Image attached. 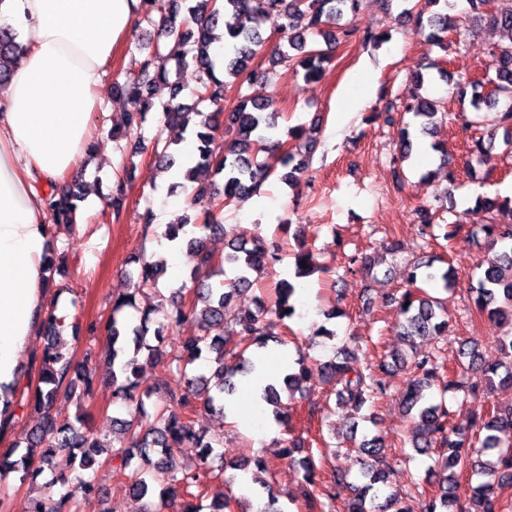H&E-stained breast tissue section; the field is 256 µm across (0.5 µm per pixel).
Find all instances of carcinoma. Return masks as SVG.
I'll use <instances>...</instances> for the list:
<instances>
[{
  "label": "carcinoma",
  "instance_id": "carcinoma-1",
  "mask_svg": "<svg viewBox=\"0 0 512 512\" xmlns=\"http://www.w3.org/2000/svg\"><path fill=\"white\" fill-rule=\"evenodd\" d=\"M157 2L143 0L137 24L152 27L164 43L144 47L136 69L127 72L123 81L114 82L116 90L138 99L141 107L112 128V140L142 134L147 114L158 105L159 121L168 131V139L163 144L155 141L152 152L159 167L170 169L175 159L168 149L191 135L196 152L194 165L185 174L195 183L189 206L196 208L206 202L209 208L204 212L203 223L181 218L166 225L164 237L176 244L185 243L196 257L197 268L222 273L220 264L227 262L236 266L239 275L228 283L220 282L217 288L200 284L174 289L169 297L175 309L174 320L159 322L151 329L150 313L140 314L135 321L125 310L136 308L137 296L157 285L162 266L134 259L136 267L128 272L130 288L114 300L112 314L103 323L109 340L107 362L112 366V404L126 410V417L114 418L121 426L122 437L118 445L111 447L103 444L85 419L78 417L72 422L55 411L60 399L79 406L88 401L96 377L91 367L92 350H87L82 360H76L61 342L65 317L57 315L53 307L45 311V347L40 360H30V366L37 370V384L20 393V400L33 405L39 420L23 441L14 444L9 456L0 457V477L7 472H20L22 481L29 482L33 490L22 512H63L65 506L68 512H77V498L96 492L94 480L86 473L104 465L119 475L118 491L144 502V512H162L163 505L176 501L181 504L180 512H202L203 506L196 500L204 496V479L213 473L210 460L220 441L196 431L193 418L201 408L224 415V398L235 388L233 378L254 371V361L245 357V349L234 338L250 339L258 345L271 339L277 341L279 337L271 331L272 318L282 321L295 313L291 299L296 285L290 281L279 284L272 306L256 297L247 299L249 272L279 261L281 245L275 238L244 239L233 234L223 224L216 199L222 196L232 201L261 192L279 167L285 169L281 180L296 185L309 168L316 148L312 139L288 148V142L280 138L278 113L267 111L269 103H258L243 94L244 86L257 75L252 61L270 41L261 33L262 19L278 14L285 20L281 35L302 54L297 67L303 71V78L316 82L325 74L332 45L353 35L342 20L360 11L363 0H169L172 7L160 16L155 15ZM451 9L452 0H417L408 13L419 31L429 30L428 40L438 42L441 34L458 22L457 16L449 14ZM225 14L232 15L234 23L226 27L223 62L219 63L211 45L213 30ZM300 20L306 21L301 30ZM488 21L505 38L490 51L492 77L453 82L447 74L445 79L451 82V93L462 102L469 101L474 112L493 114L494 128L505 131L503 152L512 156V0H503V5L488 15ZM309 34L320 36L326 48H307ZM18 39V30L0 26V85L10 75ZM190 65L202 79L192 102L186 103L181 97L182 86L172 78V69ZM486 82L494 88L491 101L482 92ZM162 86L169 89V98L157 104L154 96ZM403 109L419 122L421 132L427 133L434 126L437 111L428 99L413 97ZM204 113V121L190 128V115ZM229 132L235 138L226 145L223 134ZM398 144L395 165L411 155L408 127L400 129ZM259 152L267 153L271 162L253 163V156ZM127 188L121 178L112 186L109 206L116 223L124 214ZM81 198L82 181L77 178L56 187L46 198L52 224L73 223V212ZM504 206L512 214V198L501 202L496 197L480 196L475 202V209L486 213ZM215 234L227 238L228 251L222 260L216 259L207 246L208 238ZM480 237L493 246L501 245L502 251L487 262L476 286L471 288L472 314L477 321L506 317L512 321V224L489 221L467 231L468 239L476 242ZM431 267L426 264L428 271L423 272L421 266H413L406 275L408 288L390 298L404 318L400 335L409 343L418 336L440 338L448 332V318L441 302L419 288L417 282H439L446 290L453 284V267L440 274ZM319 270L310 251L297 252L295 277L305 278ZM233 299L240 302V308L232 320L226 321L224 309ZM187 321L195 324L197 332L174 335L173 326ZM491 348L499 358L487 363L477 346L468 340L458 341L460 369H479L489 391L512 385V332L492 337ZM144 352L147 360L178 375L183 385L177 389L141 387L140 357ZM391 362L410 368L401 400L411 419L408 441L412 447L438 457L442 477L433 494L422 491L408 502L389 494L378 503L379 493L390 480L392 458L381 437L365 439L356 448L360 478L365 483L354 488L347 498L345 512H503L499 491L512 486V445L504 444L502 436L512 435V403H490L465 429L451 425L445 401H435L431 393L444 380L441 365L433 354L421 353L413 345L409 358L383 354L370 363L357 351L341 347L335 360L324 365L328 377L335 381V405L358 413L366 404L386 395L383 375ZM308 381L309 369L301 363L284 376L290 392L302 390ZM262 400L273 406L275 416L284 415L280 394L273 384L263 388ZM184 446L198 449L196 466L183 467L173 459L171 450ZM304 447V438H293L280 449V455L298 462L303 470L305 512H329L345 479L339 473L328 479L318 478L312 456L299 460L294 457ZM60 456L68 458L75 476L62 482L64 492L55 500L45 486L38 484V478L44 471L54 469ZM464 473L469 474L470 482L467 492L461 494L457 477Z\"/></svg>",
  "mask_w": 512,
  "mask_h": 512
}]
</instances>
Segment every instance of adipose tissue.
Masks as SVG:
<instances>
[{"label": "adipose tissue", "mask_w": 512, "mask_h": 512, "mask_svg": "<svg viewBox=\"0 0 512 512\" xmlns=\"http://www.w3.org/2000/svg\"><path fill=\"white\" fill-rule=\"evenodd\" d=\"M141 0H0L23 50L0 86V425L15 419L20 356L39 334L47 289L51 186L102 136L103 77Z\"/></svg>", "instance_id": "ef3b65f1"}]
</instances>
